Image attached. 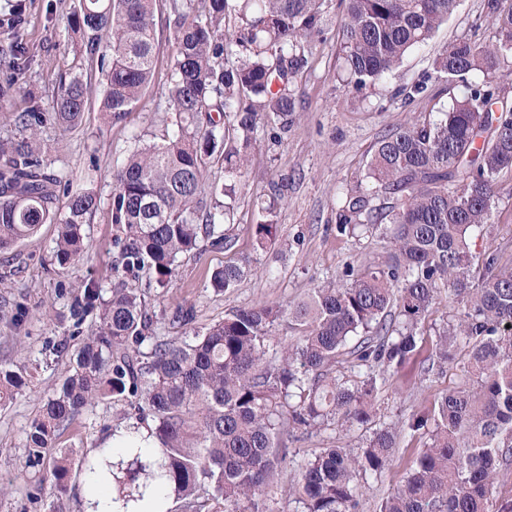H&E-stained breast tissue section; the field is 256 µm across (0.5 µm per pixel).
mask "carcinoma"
Here are the masks:
<instances>
[{
    "label": "carcinoma",
    "mask_w": 512,
    "mask_h": 512,
    "mask_svg": "<svg viewBox=\"0 0 512 512\" xmlns=\"http://www.w3.org/2000/svg\"><path fill=\"white\" fill-rule=\"evenodd\" d=\"M327 0H170L176 45L170 68L175 130L134 150L113 168L112 223L118 282L104 296L89 278L68 292V319L83 336L53 347L61 356L79 340L75 365L26 431L22 474H38L48 512H72L80 481L112 492L126 509L148 488L179 502L180 512H277L276 477L291 470L288 493L300 512H360L362 483L388 466L398 436L424 432L426 443L404 483L378 512H512L499 491L512 472V267L491 256L475 262L471 234L490 223L500 175L512 171V105L496 76L512 55V0H486L498 36L459 39L433 60L435 79L458 90L437 120L399 127L377 144L365 181L336 214L339 234L360 227L385 243L384 261L344 272L296 303L235 308L191 336L159 334L146 289L124 278L148 275L166 288L179 258L200 248L229 250L241 178L259 128L288 131L296 112L290 86L321 42ZM341 38L346 85L360 90L391 73L453 14L458 0H346ZM157 0H82L69 26L86 35L84 51L105 75L101 111L122 121L154 75ZM236 19L233 29L226 17ZM108 35L102 40L101 33ZM480 71L486 79H471ZM91 85L62 80L51 111L64 130L78 127ZM19 130L0 139V248L58 226L59 266L84 258L83 226L100 204L92 190L68 196L43 144L47 122L30 97ZM224 170L206 183L207 170ZM384 203L372 204L376 198ZM254 250L277 237L274 202L256 203ZM245 257L212 270L225 292L250 272ZM449 297L457 314L435 331L420 381L459 366L462 384L430 412L379 422L378 384L418 355L430 310ZM301 336L290 342L279 327ZM350 376L334 371L341 353ZM27 386L0 368V406ZM123 406L112 435H146L97 457L61 446V435L96 402ZM336 423L370 430L363 448H323L297 463L283 435H309Z\"/></svg>",
    "instance_id": "obj_1"
}]
</instances>
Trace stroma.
I'll return each mask as SVG.
<instances>
[{
  "label": "stroma",
  "instance_id": "1",
  "mask_svg": "<svg viewBox=\"0 0 512 512\" xmlns=\"http://www.w3.org/2000/svg\"><path fill=\"white\" fill-rule=\"evenodd\" d=\"M484 0H459L454 14L433 38L415 48L393 74L361 91L344 88L340 40L346 20L345 0H329L324 40L317 44L308 66L294 84L297 112L288 132L265 127L257 134L243 177L234 220L233 249L210 248L182 258L167 290L149 293L151 307L162 319L160 333L177 337L223 320L225 311L263 302L287 303L303 298L311 288L341 275L346 266L381 262L383 242L361 233L336 232V212L348 188L363 178L378 141L391 131L424 118H435L452 103L442 83L432 80V61L450 43L461 38L492 42L496 29L483 9ZM80 0H0V48L24 47L33 56L32 67L15 77L0 66V85L19 87L13 111L0 113V135L14 132L17 111L26 97H35L50 109L59 79H90L91 94L81 124L59 131L46 124L44 138L51 145L53 168L70 183L71 191L94 189L101 202L84 231L89 251L76 265L60 267L53 254L56 227L42 225L33 237L0 250V365L23 373L28 388L0 407V512H47L45 501L31 497L29 480L20 476L25 432L46 398L59 387L74 360L55 356L53 347L69 336L67 299L60 291L94 276L111 287L117 250L112 222V162L138 144L160 143L175 120L169 108L168 73L175 45L165 26H158L159 46L151 85L142 100L120 123L100 112L103 78L91 67L79 35L66 29L68 16ZM426 83L425 93L405 98L406 87ZM284 184L277 212V238L266 250H254L258 220L256 203L271 196L273 184ZM472 250L496 257L512 267V172L499 178L491 221L472 238ZM252 260V271L235 288L223 293L208 286L210 272L242 256ZM193 305V325L170 322L180 304ZM420 361L411 359L379 383L384 421L401 414L426 411L461 380L456 365L446 373L420 381ZM121 412L111 402L96 404L61 439L68 448H99L106 428ZM367 431L353 425H332L317 434L289 440L299 460L323 448L353 451L365 443ZM427 440L423 434H402L392 462L380 476L369 479L362 512H376L380 499L405 478L412 458Z\"/></svg>",
  "mask_w": 512,
  "mask_h": 512
}]
</instances>
